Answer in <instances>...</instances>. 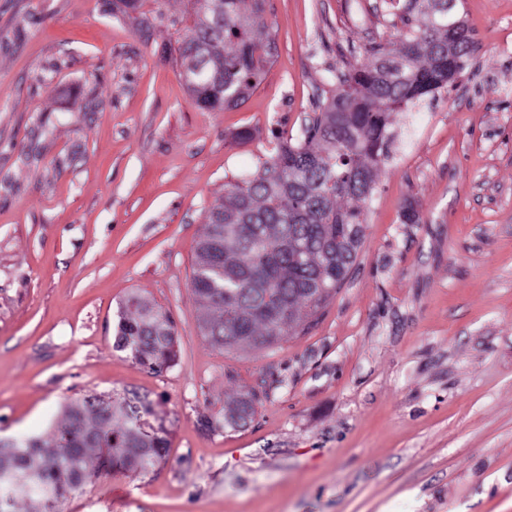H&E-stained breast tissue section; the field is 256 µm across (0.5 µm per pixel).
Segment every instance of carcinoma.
<instances>
[{
	"label": "carcinoma",
	"instance_id": "1",
	"mask_svg": "<svg viewBox=\"0 0 512 512\" xmlns=\"http://www.w3.org/2000/svg\"><path fill=\"white\" fill-rule=\"evenodd\" d=\"M194 0L192 25L177 52L180 75L207 110L237 106L262 82L274 40L263 0ZM422 25L397 46L373 43V61L335 76L336 92L316 96L296 140H282L255 175L226 184L198 242L194 293L207 313L199 325L211 346L272 347L312 317L357 259L363 206L375 171L389 157L392 113L460 74L475 51L472 31L448 33V0H408ZM170 315L133 294L121 306L114 348L155 372L176 361ZM254 398L224 412V426L247 425ZM168 447L164 427L110 396L90 395L62 410L46 435L0 445V512H58L93 467L147 473Z\"/></svg>",
	"mask_w": 512,
	"mask_h": 512
}]
</instances>
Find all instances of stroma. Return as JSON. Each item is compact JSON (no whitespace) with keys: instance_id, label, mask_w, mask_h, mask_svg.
<instances>
[{"instance_id":"stroma-1","label":"stroma","mask_w":512,"mask_h":512,"mask_svg":"<svg viewBox=\"0 0 512 512\" xmlns=\"http://www.w3.org/2000/svg\"><path fill=\"white\" fill-rule=\"evenodd\" d=\"M142 2L0 0V440L92 394L149 404L165 456L90 471L59 512H512V0H458L478 49L393 114L342 286L277 346L226 352L191 286L210 209L405 11L265 0L272 63L209 111L177 60L190 0ZM133 293L175 323L166 371L112 347ZM254 403V398L248 394L236 400L233 406L224 412V427L236 429L246 426L255 413Z\"/></svg>"}]
</instances>
